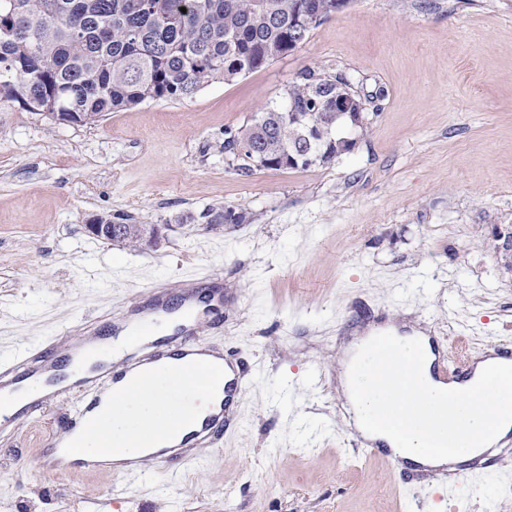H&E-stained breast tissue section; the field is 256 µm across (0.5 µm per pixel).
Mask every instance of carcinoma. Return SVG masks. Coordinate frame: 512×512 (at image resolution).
<instances>
[{"mask_svg":"<svg viewBox=\"0 0 512 512\" xmlns=\"http://www.w3.org/2000/svg\"><path fill=\"white\" fill-rule=\"evenodd\" d=\"M186 12H181V9ZM304 10L323 20L336 0H0V93L28 111L99 120L149 100L192 96L232 82L294 51L288 35ZM339 76L304 71L284 106L255 113L245 132L271 169L330 166L351 151L363 124L336 111ZM296 107L290 112L288 108ZM209 224H244L241 207L211 208Z\"/></svg>","mask_w":512,"mask_h":512,"instance_id":"obj_1","label":"carcinoma"}]
</instances>
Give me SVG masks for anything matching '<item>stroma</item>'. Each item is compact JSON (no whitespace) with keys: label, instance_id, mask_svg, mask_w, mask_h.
Listing matches in <instances>:
<instances>
[{"label":"stroma","instance_id":"obj_1","mask_svg":"<svg viewBox=\"0 0 512 512\" xmlns=\"http://www.w3.org/2000/svg\"><path fill=\"white\" fill-rule=\"evenodd\" d=\"M347 77L366 133L330 166L244 170L241 131L301 72ZM239 206L245 224H208ZM113 214L159 225L154 249L93 237ZM512 0H351L298 49L235 82L152 100L96 123L59 124L0 97V363L109 329L161 288L207 286L222 304L200 339L257 367L241 426L179 475L122 485L100 467L64 478L39 464L84 399L0 436V512H512V457L447 490L401 482L350 443L338 347L394 320L448 339L457 363L512 344ZM204 217L208 224H245L249 220V213L241 207L224 206L209 209Z\"/></svg>","mask_w":512,"mask_h":512}]
</instances>
